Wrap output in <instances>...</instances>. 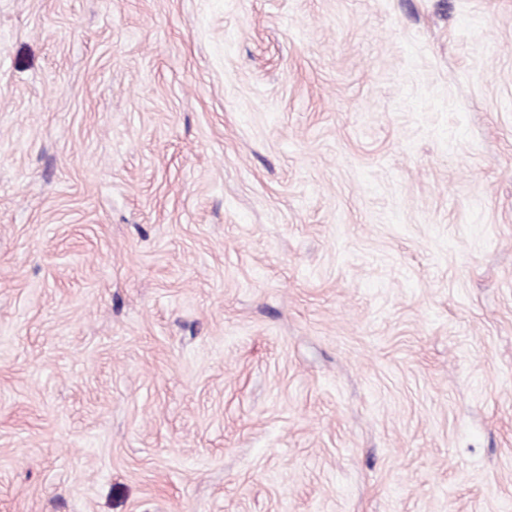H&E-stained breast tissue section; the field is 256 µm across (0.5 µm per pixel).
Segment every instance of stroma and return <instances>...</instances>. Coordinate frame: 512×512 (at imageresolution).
<instances>
[{
	"instance_id": "35a3bbf8",
	"label": "stroma",
	"mask_w": 512,
	"mask_h": 512,
	"mask_svg": "<svg viewBox=\"0 0 512 512\" xmlns=\"http://www.w3.org/2000/svg\"><path fill=\"white\" fill-rule=\"evenodd\" d=\"M0 512H512V0H0Z\"/></svg>"
}]
</instances>
